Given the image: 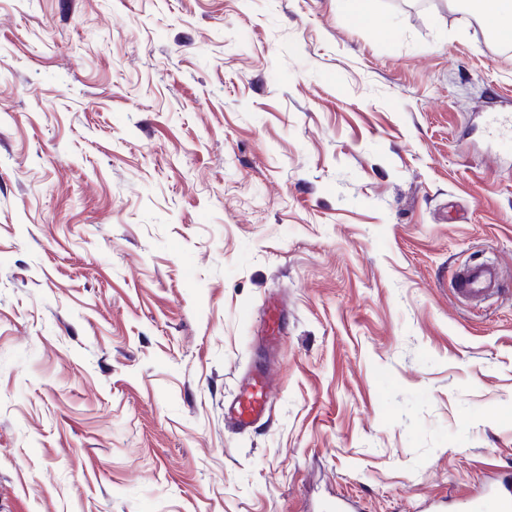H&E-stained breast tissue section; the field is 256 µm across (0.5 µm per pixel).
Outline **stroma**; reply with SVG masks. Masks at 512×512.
<instances>
[{"label":"stroma","mask_w":512,"mask_h":512,"mask_svg":"<svg viewBox=\"0 0 512 512\" xmlns=\"http://www.w3.org/2000/svg\"><path fill=\"white\" fill-rule=\"evenodd\" d=\"M502 100L462 0H0V512H421L512 472ZM476 262L507 292L471 307ZM495 267L474 264L461 270L454 281L453 292L458 298L486 299L504 292ZM283 308L279 301H273L267 305L265 339L269 343H273L280 338L281 324L284 319ZM273 393L271 370L266 367L257 372L241 389L238 397L224 411V419L245 429L267 415ZM226 415V416H225Z\"/></svg>","instance_id":"1"}]
</instances>
